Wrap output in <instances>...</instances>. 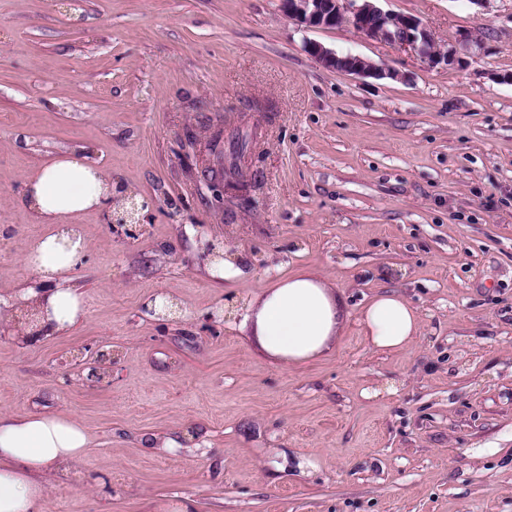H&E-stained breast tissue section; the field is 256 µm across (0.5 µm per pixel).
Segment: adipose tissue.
I'll list each match as a JSON object with an SVG mask.
<instances>
[{
    "mask_svg": "<svg viewBox=\"0 0 512 512\" xmlns=\"http://www.w3.org/2000/svg\"><path fill=\"white\" fill-rule=\"evenodd\" d=\"M111 201V181L82 154L57 156L27 175L24 204L36 223L54 225L55 230L23 257L35 282L22 295H0V308L34 310L42 336L73 328L82 307L67 275L87 253L73 220ZM342 315L335 288L314 272L299 271L264 287L249 303L244 324L265 354L294 366L331 350L341 334ZM361 327L369 347L389 352L415 340L420 320L406 299L386 292L363 310ZM88 444L86 431L73 418L0 413V512H47L50 479L69 476Z\"/></svg>",
    "mask_w": 512,
    "mask_h": 512,
    "instance_id": "obj_1",
    "label": "adipose tissue"
}]
</instances>
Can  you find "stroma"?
<instances>
[{"label": "stroma", "mask_w": 512, "mask_h": 512, "mask_svg": "<svg viewBox=\"0 0 512 512\" xmlns=\"http://www.w3.org/2000/svg\"><path fill=\"white\" fill-rule=\"evenodd\" d=\"M434 35L429 65L348 28H304L281 0H0V294L47 225L26 174L87 154L124 197L129 238L80 216L68 335H0V411L74 418L90 446L49 512H512V0H384ZM317 42L396 71L318 64ZM267 104L246 181L216 207L186 128L239 129ZM244 254L211 279L205 242ZM314 271L347 321L330 353L274 363L246 302ZM395 291L421 330L370 349L361 312ZM169 296V312L153 311ZM131 202V208L130 210L125 209H119L116 212L112 213L111 217V224H115L116 226L120 227L125 234L133 232L134 224L141 225L140 224V218L136 216L140 215L142 211H145L149 209L151 202H148L147 200H143L140 204H137L135 199L133 197L129 200ZM129 226L131 228H129Z\"/></svg>", "instance_id": "obj_1"}]
</instances>
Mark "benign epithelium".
<instances>
[{
    "mask_svg": "<svg viewBox=\"0 0 512 512\" xmlns=\"http://www.w3.org/2000/svg\"><path fill=\"white\" fill-rule=\"evenodd\" d=\"M288 18L306 27H348L363 37L391 42L434 63L442 57L435 40L421 21L412 16L382 10L377 0H282ZM308 53L321 65L358 76L397 78L399 74L356 55L340 57L334 51L314 42ZM131 208L112 213L111 223L124 233L133 232L140 222L138 215L149 209L150 202L136 203Z\"/></svg>",
    "mask_w": 512,
    "mask_h": 512,
    "instance_id": "1",
    "label": "benign epithelium"
}]
</instances>
